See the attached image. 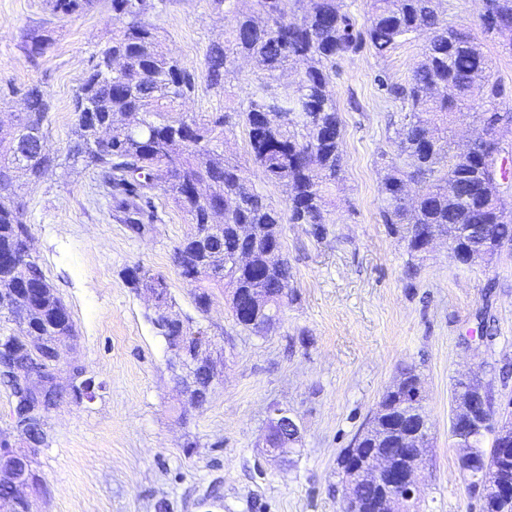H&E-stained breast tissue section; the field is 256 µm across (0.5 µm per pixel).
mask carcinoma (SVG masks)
<instances>
[{"instance_id": "1", "label": "carcinoma", "mask_w": 512, "mask_h": 512, "mask_svg": "<svg viewBox=\"0 0 512 512\" xmlns=\"http://www.w3.org/2000/svg\"><path fill=\"white\" fill-rule=\"evenodd\" d=\"M233 16L224 43L207 52L202 76L212 87H227L234 63L249 58L268 80L237 112L247 128L254 164L271 183L287 190L288 220L308 224L313 237L326 234L332 200L329 191L342 181L341 119L329 92L338 61L370 44L384 56L410 35L426 41L421 60L402 83L380 81L400 103L401 128L393 141L394 157L380 183L386 223L404 226L411 258L421 259L424 238L444 236L460 251L481 247L491 235L498 248L512 249V209L503 195L512 189L498 166L505 156L489 140L470 149L448 139V126L474 112L479 126L494 130L512 125V112L499 105L503 84L492 79V61L468 28H448L444 0H369L365 31L344 11L343 0H217ZM250 3L244 10L241 5ZM53 11L72 14L89 0H52ZM147 0H112L113 17H125L112 44L98 56L74 103L73 145L68 155L84 167L101 170L112 184L116 210L143 235L151 229L152 192L160 191L184 212L192 231L175 248L173 263L194 288L196 309L204 313L216 288L230 296L263 297L267 330L280 324V309L288 304L292 278L287 260L268 256L283 251L282 211L266 201L241 166L219 152L230 115L187 113L177 103L190 97L198 76L183 62L165 55L152 24L143 20ZM483 32L512 50V0H484L479 16ZM124 68L104 79L99 69L111 58ZM302 60L292 95H281L270 81L290 62ZM25 111L0 121V315L15 314L28 322L30 336H73L75 328L63 300L36 262L24 259L32 237L25 219L23 190L51 166L49 154L17 160L18 134L44 138L50 110L47 94L35 87L26 94ZM107 137L105 147L94 138ZM456 192L448 195V177ZM408 180L423 184L418 197L406 199L401 186ZM224 225L211 234L208 225ZM250 257L247 266H224L227 254ZM134 289H168L165 277L142 266L128 270ZM65 380L42 377L34 386L33 406L63 398ZM402 412L415 426L425 415L423 399L402 401Z\"/></svg>"}]
</instances>
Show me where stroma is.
<instances>
[{
	"mask_svg": "<svg viewBox=\"0 0 512 512\" xmlns=\"http://www.w3.org/2000/svg\"><path fill=\"white\" fill-rule=\"evenodd\" d=\"M150 2L145 19L162 51L202 71L230 25L223 9L213 0ZM120 26L111 0L69 15L53 12L51 0H0V118L22 111L28 89H42L51 100L47 146L66 157L73 102ZM34 35L49 47L32 57L25 44ZM423 46L412 38L380 57L366 45L333 72L343 179L324 239L304 224L283 226L293 279L268 335L236 326L220 290L209 313H198L171 260L191 226L164 195L154 199L151 230L139 235L113 210L98 171L60 165L27 190L34 255L71 314V355L99 385L94 401L49 413L46 442L31 451L40 478L34 512H341L336 459L408 370L421 379L431 435L419 512H480L449 413L456 379L474 368L492 384L497 410L512 400V255L467 267L441 238L412 277L404 239L382 218L383 156L400 106L378 81L408 79ZM264 79L253 62L238 60L228 90L199 82L181 108L236 110ZM223 151L285 209L286 188L255 167L243 123L227 127ZM138 264L165 276L179 311L206 331L223 364L203 406L181 395L148 301L127 283ZM274 405L301 424L300 452L285 466L260 447Z\"/></svg>",
	"mask_w": 512,
	"mask_h": 512,
	"instance_id": "obj_1",
	"label": "stroma"
}]
</instances>
